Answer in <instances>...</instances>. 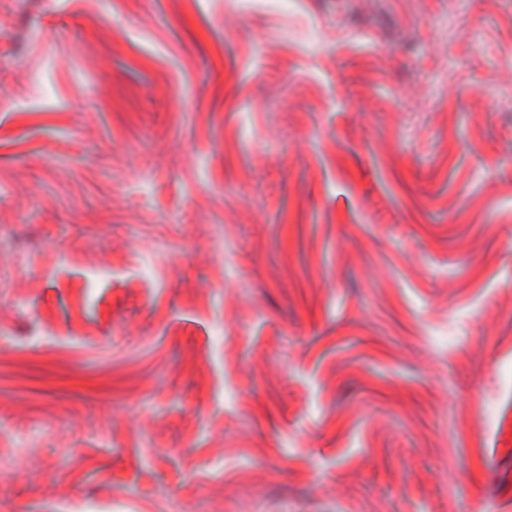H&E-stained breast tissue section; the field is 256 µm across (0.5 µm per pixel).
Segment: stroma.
<instances>
[{
    "instance_id": "1",
    "label": "stroma",
    "mask_w": 512,
    "mask_h": 512,
    "mask_svg": "<svg viewBox=\"0 0 512 512\" xmlns=\"http://www.w3.org/2000/svg\"><path fill=\"white\" fill-rule=\"evenodd\" d=\"M0 456V512H512V0H0Z\"/></svg>"
}]
</instances>
